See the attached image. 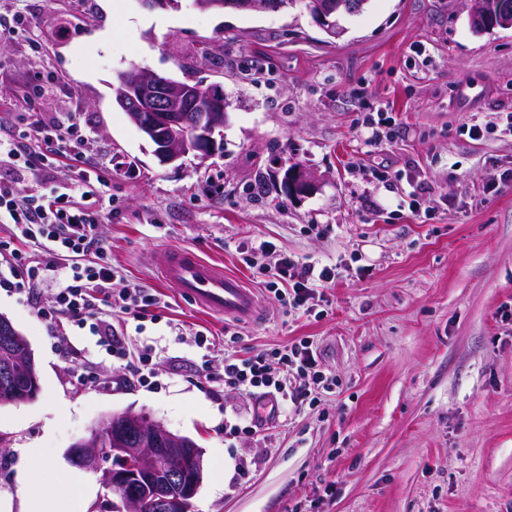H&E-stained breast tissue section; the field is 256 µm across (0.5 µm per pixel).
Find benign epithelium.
<instances>
[{
	"instance_id": "1",
	"label": "benign epithelium",
	"mask_w": 512,
	"mask_h": 512,
	"mask_svg": "<svg viewBox=\"0 0 512 512\" xmlns=\"http://www.w3.org/2000/svg\"><path fill=\"white\" fill-rule=\"evenodd\" d=\"M197 8H232L263 12L284 9L288 0H195ZM360 0H311L308 11L328 35L343 33L331 17L357 12ZM470 20L477 30L512 27V4L507 0H473ZM115 102L132 123L155 145V155L164 164L193 153L209 157L220 148L215 135L222 134L227 102L220 93L209 95L211 108L195 112L192 103L204 91L191 84L161 77L135 67L118 75ZM312 176L289 172L285 188L305 192ZM0 349L8 356L0 370V404H20L35 399L39 378L31 349L7 318H0ZM25 366L27 391L15 387L13 363ZM79 466L101 473L102 483L112 490V512H140L143 504L154 512H171L175 504L188 505L203 480V450L188 437L168 430L143 415L115 413L92 430L90 436L73 445Z\"/></svg>"
}]
</instances>
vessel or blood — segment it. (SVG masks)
Masks as SVG:
<instances>
[{
  "instance_id": "obj_1",
  "label": "vessel or blood",
  "mask_w": 512,
  "mask_h": 512,
  "mask_svg": "<svg viewBox=\"0 0 512 512\" xmlns=\"http://www.w3.org/2000/svg\"><path fill=\"white\" fill-rule=\"evenodd\" d=\"M159 268L163 279L208 311L237 318H253L258 314L253 292L239 278L202 261L191 250L163 253Z\"/></svg>"
}]
</instances>
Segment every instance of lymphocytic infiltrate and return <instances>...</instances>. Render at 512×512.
Returning a JSON list of instances; mask_svg holds the SVG:
<instances>
[{"label": "lymphocytic infiltrate", "instance_id": "lymphocytic-infiltrate-1", "mask_svg": "<svg viewBox=\"0 0 512 512\" xmlns=\"http://www.w3.org/2000/svg\"><path fill=\"white\" fill-rule=\"evenodd\" d=\"M85 141L72 125L56 124L45 128L41 139L6 135L0 137V165L10 168L12 178H0V223L13 226L17 238L27 240L44 250L47 260L42 265H29L24 253L12 251L7 264L0 265V288L23 289L36 282L62 277L63 282L51 308L43 310L47 319L58 317L88 328L98 343L113 358L125 361L126 385L140 386L148 382L147 368L151 351H143L137 360L127 358L124 345L114 336L112 324L101 314V302L123 313L143 314L155 306L157 299L146 289L133 287L114 293V269L98 262L79 264L85 254L103 253L104 246L94 232L100 213L88 200L98 194L102 179L97 163L84 159ZM76 156L67 185L54 182V161L61 156ZM33 176L48 184V192L19 196L15 181ZM336 267L282 257L277 266L267 271V292L282 304L299 309L305 306L315 286L334 282ZM284 364L285 376H276L274 363ZM224 382L243 391L257 390L262 397H278L301 405L310 396V385L327 384L318 368L317 353L311 343L294 341L282 346L276 359L259 353L247 359L228 355L224 358Z\"/></svg>", "mask_w": 512, "mask_h": 512}]
</instances>
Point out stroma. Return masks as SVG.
Instances as JSON below:
<instances>
[{
  "instance_id": "obj_1",
  "label": "stroma",
  "mask_w": 512,
  "mask_h": 512,
  "mask_svg": "<svg viewBox=\"0 0 512 512\" xmlns=\"http://www.w3.org/2000/svg\"><path fill=\"white\" fill-rule=\"evenodd\" d=\"M468 0H367L332 38L303 4L203 11L193 0H0L28 23L0 44V122L76 123L106 172L96 233L115 291L158 299L119 312L131 355L155 347L156 384L127 386L121 360L88 330L46 320L56 287L0 289V316L28 341L36 399L0 405V512L21 488L68 492L72 446L112 414H142L193 439L204 477L191 512H512V28L474 31ZM138 66L229 104L223 148L164 165L114 102ZM397 133L367 143L365 121ZM481 127L473 136L471 127ZM315 177L302 195L290 167ZM425 192L412 197L415 186ZM292 255L337 266L293 310L242 262ZM189 249L257 297L248 321L210 313L164 281L157 260ZM208 336L197 347L195 333ZM308 339L334 383L299 407L224 385L225 354L248 358ZM258 431L226 435L227 425ZM34 466L20 485V450Z\"/></svg>"
}]
</instances>
